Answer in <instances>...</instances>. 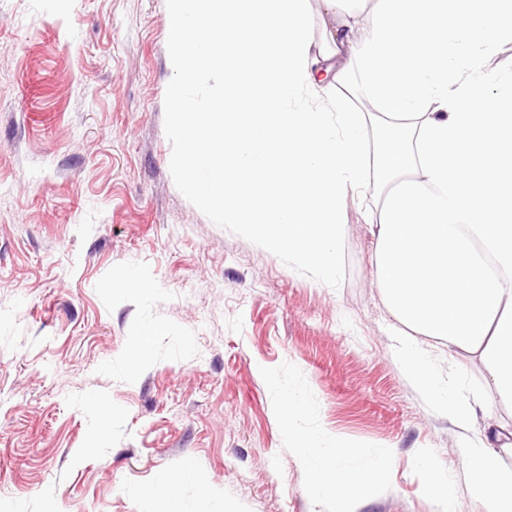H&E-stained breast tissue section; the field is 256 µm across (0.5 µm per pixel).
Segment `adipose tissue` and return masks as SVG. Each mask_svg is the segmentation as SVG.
Segmentation results:
<instances>
[{"label":"adipose tissue","mask_w":512,"mask_h":512,"mask_svg":"<svg viewBox=\"0 0 512 512\" xmlns=\"http://www.w3.org/2000/svg\"><path fill=\"white\" fill-rule=\"evenodd\" d=\"M178 78L169 98L186 150V191L247 224L318 279L339 271L340 201L367 169L382 185L372 275L400 325L399 364L436 412L467 431L512 404V74L487 55L512 42V0H321L323 41L309 0H168ZM370 111L299 106L306 88L346 85L352 67ZM235 98L198 108L188 85L215 72ZM381 138L368 143L365 129ZM478 354L488 397H462L434 374L419 337ZM466 448L465 481L487 512H512V470L495 441ZM313 497L349 512L390 469L383 448L361 454L328 434L296 437Z\"/></svg>","instance_id":"obj_1"}]
</instances>
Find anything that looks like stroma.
Wrapping results in <instances>:
<instances>
[{
	"label": "stroma",
	"mask_w": 512,
	"mask_h": 512,
	"mask_svg": "<svg viewBox=\"0 0 512 512\" xmlns=\"http://www.w3.org/2000/svg\"><path fill=\"white\" fill-rule=\"evenodd\" d=\"M170 45L166 0H0V512H331L278 413L294 389L297 434L391 452L353 512H440L422 450L485 512L467 438L393 354L373 182L327 283L225 223L176 164ZM432 354L485 394L476 355Z\"/></svg>",
	"instance_id": "stroma-1"
}]
</instances>
